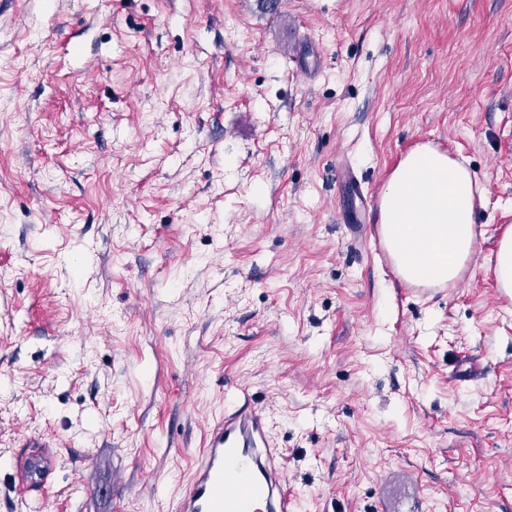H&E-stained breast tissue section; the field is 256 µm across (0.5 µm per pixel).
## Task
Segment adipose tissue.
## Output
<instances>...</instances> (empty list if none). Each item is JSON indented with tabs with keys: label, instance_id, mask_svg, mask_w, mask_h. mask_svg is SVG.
Segmentation results:
<instances>
[{
	"label": "adipose tissue",
	"instance_id": "obj_1",
	"mask_svg": "<svg viewBox=\"0 0 512 512\" xmlns=\"http://www.w3.org/2000/svg\"><path fill=\"white\" fill-rule=\"evenodd\" d=\"M476 193L471 172L437 149L410 151L382 194L379 222L405 278L455 282L475 251Z\"/></svg>",
	"mask_w": 512,
	"mask_h": 512
}]
</instances>
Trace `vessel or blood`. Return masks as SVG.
<instances>
[{"label":"vessel or blood","mask_w":512,"mask_h":512,"mask_svg":"<svg viewBox=\"0 0 512 512\" xmlns=\"http://www.w3.org/2000/svg\"><path fill=\"white\" fill-rule=\"evenodd\" d=\"M265 411L249 395L228 396L210 426L177 512H296Z\"/></svg>","instance_id":"obj_1"}]
</instances>
